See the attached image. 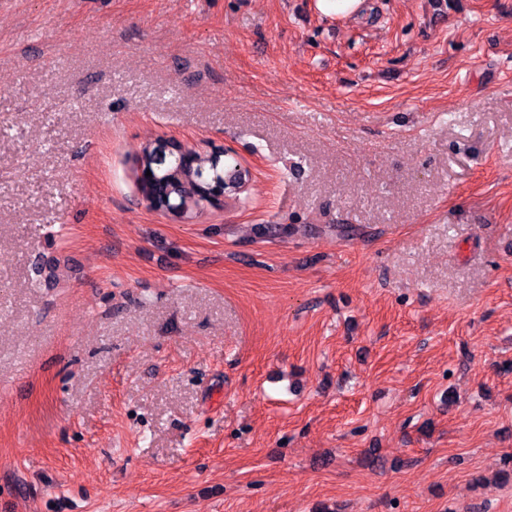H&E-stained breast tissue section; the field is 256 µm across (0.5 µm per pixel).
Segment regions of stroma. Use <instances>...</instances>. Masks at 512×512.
Segmentation results:
<instances>
[{
    "label": "stroma",
    "mask_w": 512,
    "mask_h": 512,
    "mask_svg": "<svg viewBox=\"0 0 512 512\" xmlns=\"http://www.w3.org/2000/svg\"><path fill=\"white\" fill-rule=\"evenodd\" d=\"M227 150L181 223L134 162ZM512 0H0V512H512ZM365 0H318L320 12L328 18H347L359 13Z\"/></svg>",
    "instance_id": "35a3bbf8"
}]
</instances>
